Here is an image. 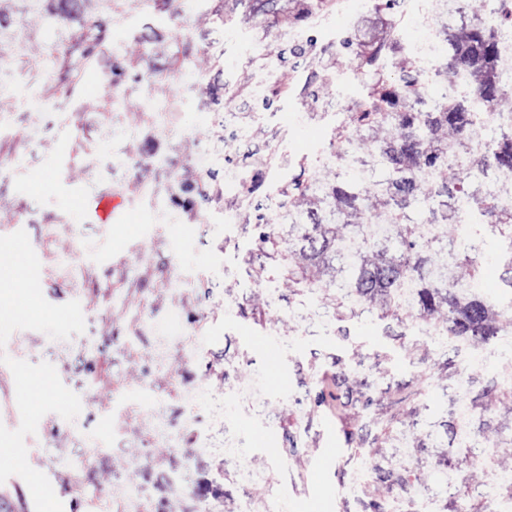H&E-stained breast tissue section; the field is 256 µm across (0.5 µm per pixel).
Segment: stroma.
<instances>
[{"label":"stroma","instance_id":"35a3bbf8","mask_svg":"<svg viewBox=\"0 0 512 512\" xmlns=\"http://www.w3.org/2000/svg\"><path fill=\"white\" fill-rule=\"evenodd\" d=\"M74 2L101 18L100 46L81 68L36 70L50 46L72 49L70 24L0 0V40L22 46L0 63V235L25 230L44 298L78 301L85 319L68 339L18 330L0 349L51 363L81 400L74 420L49 413L26 436L30 466L64 478L65 505L97 487L77 512H113L116 493L146 512H502L512 332L477 345L434 318L350 310L289 278L260 241L291 176L351 171L319 162L338 109L363 94L340 42L391 33L398 60L435 32L415 13L373 14L370 0H345L321 27L317 0ZM292 27L317 40L301 71ZM265 57L281 91L268 111H242ZM184 58L192 68L177 73ZM175 76L184 102L165 128L149 105ZM243 168L244 198L225 186ZM79 237L75 283L60 264ZM160 336L177 339L161 356ZM464 429L477 440L452 445ZM332 444L343 453L328 461Z\"/></svg>","mask_w":512,"mask_h":512}]
</instances>
